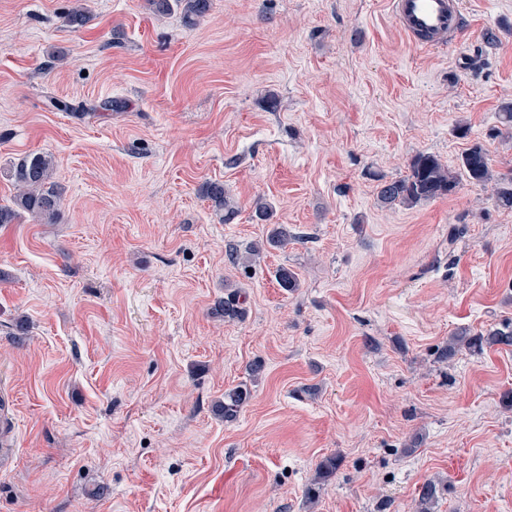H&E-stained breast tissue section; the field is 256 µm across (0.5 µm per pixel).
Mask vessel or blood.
<instances>
[{"mask_svg": "<svg viewBox=\"0 0 512 512\" xmlns=\"http://www.w3.org/2000/svg\"><path fill=\"white\" fill-rule=\"evenodd\" d=\"M389 4L395 26L422 49L447 47L466 25L460 0H389Z\"/></svg>", "mask_w": 512, "mask_h": 512, "instance_id": "1", "label": "vessel or blood"}]
</instances>
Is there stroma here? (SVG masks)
I'll return each mask as SVG.
<instances>
[{"instance_id": "stroma-1", "label": "stroma", "mask_w": 512, "mask_h": 512, "mask_svg": "<svg viewBox=\"0 0 512 512\" xmlns=\"http://www.w3.org/2000/svg\"><path fill=\"white\" fill-rule=\"evenodd\" d=\"M461 2L427 51L388 0H211L193 26L147 0H0V204L29 154L61 194L59 223L0 227V512H414L429 479L435 512H512V348L439 358L512 318V212L467 182L385 208L375 181L473 141L512 169V0ZM260 197L292 238L233 264L266 238ZM238 289L243 319L214 317ZM201 195L212 203L217 212H223L224 223H230L238 213L237 202L224 189V183L207 181L200 188ZM249 397L250 391L247 385H238L224 392V401L215 405V411L224 419V422H232L237 418Z\"/></svg>"}]
</instances>
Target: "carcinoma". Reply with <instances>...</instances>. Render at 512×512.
Instances as JSON below:
<instances>
[{"mask_svg": "<svg viewBox=\"0 0 512 512\" xmlns=\"http://www.w3.org/2000/svg\"><path fill=\"white\" fill-rule=\"evenodd\" d=\"M148 2L157 15L181 11L188 24L204 18L211 9V0ZM53 169L52 157L42 154L27 156L12 164L9 177L18 187V193L11 199L10 204L0 205V224H13L25 213L42 224L56 223L61 198L52 182ZM463 177L480 186L494 184L496 205L503 210H512V169L505 173L494 170L487 150L479 142H474L465 149L457 170L449 168L433 154L414 155L408 163L405 175L378 184L377 198L384 207L402 205L412 208L428 200L453 195ZM200 192L212 203L215 211L223 213L224 222L229 223L235 218L238 204L225 191L223 183L207 181L202 184ZM290 237L287 226L276 224L269 230L266 244L272 248H281L288 244ZM277 282L286 292H293L299 287L295 273L284 266L277 270ZM240 298L239 294L230 295L218 303L212 314L228 321L241 318L244 309ZM495 346L512 347V321L484 331L474 332L469 328L458 330L448 337V344L442 348L440 359L449 362L463 349L481 354L485 349ZM249 397L247 385H238L224 392V401L215 405V411L224 421L232 422ZM337 467V457L325 458L316 467L312 485H320L331 479L336 474ZM439 492L440 488L435 482H425L416 499V512H433Z\"/></svg>", "mask_w": 512, "mask_h": 512, "instance_id": "cac0c4a2", "label": "carcinoma"}]
</instances>
